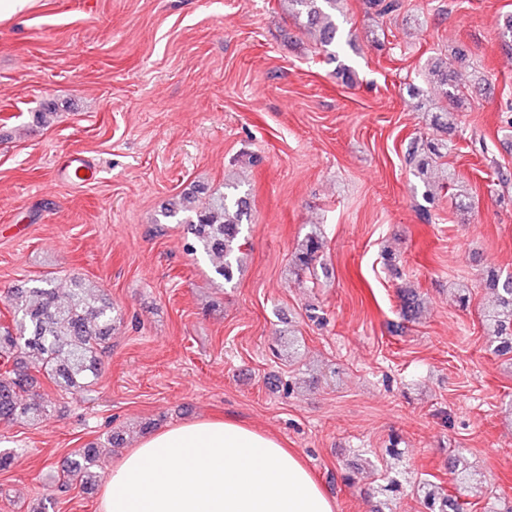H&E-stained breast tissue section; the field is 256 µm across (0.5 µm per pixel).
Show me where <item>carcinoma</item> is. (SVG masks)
Instances as JSON below:
<instances>
[{
    "label": "carcinoma",
    "mask_w": 512,
    "mask_h": 512,
    "mask_svg": "<svg viewBox=\"0 0 512 512\" xmlns=\"http://www.w3.org/2000/svg\"><path fill=\"white\" fill-rule=\"evenodd\" d=\"M279 3L315 46L328 52L329 58L336 57L340 37L337 16L344 12V0ZM367 5L380 17L400 8L399 0H367ZM427 80L440 88V103L431 113V122L445 137L410 140L406 160L425 188L423 196H433L431 187L437 183L439 188L451 190L457 210L466 212L472 208V196L444 162L448 156L446 136L457 131V112L464 103L453 60L447 57L429 63ZM248 211L247 198L239 194L238 184L228 179L222 192L183 193L179 202L167 209L165 217H177L179 222L190 225L192 241L186 244L188 254L206 258L214 276L230 283L246 256L242 226ZM322 250L321 230L313 228L294 252V269L314 275ZM482 283L493 295V304L482 313L491 350L512 361V273L488 267L483 270ZM7 303L12 322L0 324V422L23 419L35 426L49 412L44 397L35 391L39 378L46 379L60 393L87 390L99 376L101 356L112 341L118 311L106 295L96 293L94 286L81 279L73 280L70 288L61 293L52 279L45 277L29 288L11 290ZM401 312L406 321L418 315V298L410 288L401 291ZM386 453L390 466L370 493L371 512H390L393 501L405 493L415 497L424 512H464L462 497L481 484L476 471L459 454L448 459L455 492L445 493L425 479L407 478L397 440L389 441ZM99 461L97 445L90 443L76 451L60 466L61 486L65 488L75 481L86 493H93L98 485Z\"/></svg>",
    "instance_id": "1"
}]
</instances>
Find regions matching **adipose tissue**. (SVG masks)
Returning a JSON list of instances; mask_svg holds the SVG:
<instances>
[{"instance_id":"obj_1","label":"adipose tissue","mask_w":512,"mask_h":512,"mask_svg":"<svg viewBox=\"0 0 512 512\" xmlns=\"http://www.w3.org/2000/svg\"><path fill=\"white\" fill-rule=\"evenodd\" d=\"M101 512H334L301 459L237 419L168 428L113 466Z\"/></svg>"}]
</instances>
